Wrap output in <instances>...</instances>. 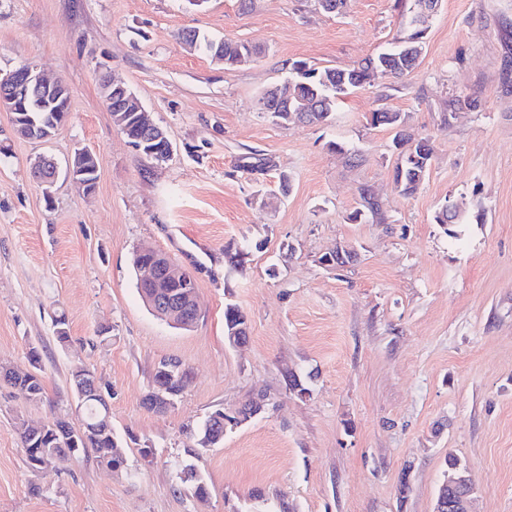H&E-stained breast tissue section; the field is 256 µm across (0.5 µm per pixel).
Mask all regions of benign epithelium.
Segmentation results:
<instances>
[{"label": "benign epithelium", "mask_w": 512, "mask_h": 512, "mask_svg": "<svg viewBox=\"0 0 512 512\" xmlns=\"http://www.w3.org/2000/svg\"><path fill=\"white\" fill-rule=\"evenodd\" d=\"M35 88L42 91L44 100L49 103H55L70 95V89L65 83L47 80L33 64L7 73L0 72V111L11 114L12 127L16 132L24 127V112L28 111L21 99L27 96L29 90ZM114 95L121 97L124 111H143L140 102L125 84L110 80L104 93L105 103H111ZM287 103L288 90L274 87L269 90L264 108L268 112H283ZM85 156L93 157L95 153L85 148L77 149L66 164L65 178L77 188L84 187L82 177L85 169L82 158ZM59 174V166L51 156L41 155L32 163V175L44 187L47 196L51 194V188ZM136 252L148 257L141 274L145 301L171 324L187 328L193 326L199 315L195 280L186 277L183 267L163 252L150 247H139ZM190 382L191 373L183 365L162 369L159 381L151 390L153 409L159 413L171 411L177 397L188 388ZM73 388L81 405L101 394L99 378L84 367L78 368L73 375ZM473 492L468 468L444 472L434 512H469L468 505Z\"/></svg>", "instance_id": "1"}]
</instances>
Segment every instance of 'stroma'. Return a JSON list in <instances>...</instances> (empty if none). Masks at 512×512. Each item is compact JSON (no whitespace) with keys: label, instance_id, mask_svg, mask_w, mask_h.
<instances>
[{"label":"stroma","instance_id":"obj_1","mask_svg":"<svg viewBox=\"0 0 512 512\" xmlns=\"http://www.w3.org/2000/svg\"><path fill=\"white\" fill-rule=\"evenodd\" d=\"M404 23L397 0L340 14L316 0H0V70L34 64L71 91L47 141L15 135L0 112V363L27 366L38 349L45 385L32 402L0 384V512H434L451 454L468 463L474 512H512V0H439L415 69L376 75L323 123L278 124L259 103L291 62L353 67ZM185 27L258 53L225 67L177 42ZM106 76L164 129L168 159L114 125ZM468 97L478 110L449 113ZM382 108L434 147L414 194L393 182V130L368 123ZM81 147L97 154L95 190L61 178L44 191L34 159L62 165ZM364 188L380 211L349 221ZM449 197L483 223L447 234L434 217ZM242 241L238 270L224 248ZM143 244L194 276V328L141 300ZM339 244L353 262L321 264ZM229 304L248 317L240 347L224 335ZM164 357L192 382L160 415L143 398ZM78 366L111 389L125 462L87 450L31 472L16 422L76 413ZM259 397L264 412L188 453L184 426ZM187 464L206 502L182 482Z\"/></svg>","mask_w":512,"mask_h":512}]
</instances>
